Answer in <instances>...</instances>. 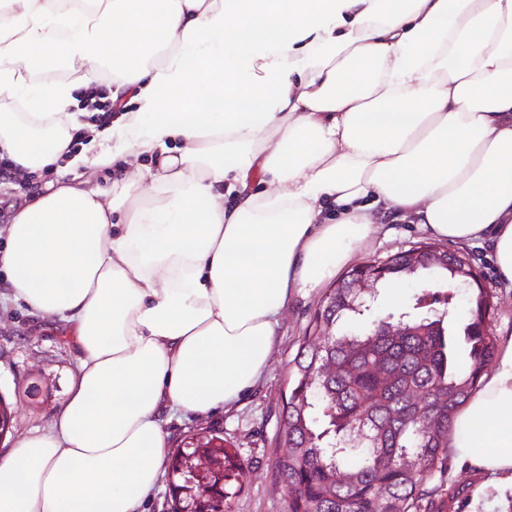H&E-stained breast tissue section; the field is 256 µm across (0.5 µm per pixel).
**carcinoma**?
I'll return each instance as SVG.
<instances>
[{
  "label": "carcinoma",
  "mask_w": 512,
  "mask_h": 512,
  "mask_svg": "<svg viewBox=\"0 0 512 512\" xmlns=\"http://www.w3.org/2000/svg\"><path fill=\"white\" fill-rule=\"evenodd\" d=\"M429 272L446 281L458 256L412 248L390 259L383 283L401 270L435 260ZM353 276L330 290L318 327L336 335L309 343L294 360L293 382L282 415L281 436L288 453L275 462L284 479L290 512H416L429 492L422 488L448 465V428L459 407L477 389L483 368L498 351L488 326L492 295L470 289V319L436 325L434 309H456V289L418 290L411 317H396L392 330L371 338L365 317L349 307ZM356 325L336 330L340 320ZM317 387L329 406L310 401ZM211 435L183 458L189 468L208 472L225 465L224 498L232 495L238 464L226 448H211Z\"/></svg>",
  "instance_id": "1"
}]
</instances>
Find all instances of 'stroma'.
I'll return each instance as SVG.
<instances>
[{"label":"stroma","instance_id":"stroma-1","mask_svg":"<svg viewBox=\"0 0 512 512\" xmlns=\"http://www.w3.org/2000/svg\"><path fill=\"white\" fill-rule=\"evenodd\" d=\"M429 236L408 221L381 222L354 253L351 263L384 259L428 241ZM450 250L464 255L482 273L493 295L488 322L499 347L512 341V289L501 287L492 254L476 242L460 241ZM333 281L293 294L276 328L268 368L250 392L228 409L199 416L177 412L164 425L168 451L182 447L187 438L207 429L223 438L235 452L241 469L229 500V512H288V491L274 463L286 453L281 437L282 412L293 380L294 359L306 340L319 339L316 318ZM77 368L76 351L65 331L50 320L29 315L25 305L0 297V399L12 412V427L0 437V453L35 431L47 429L68 397V385ZM36 383L37 397L26 389ZM482 474L449 464L445 473L428 481L441 512H457L459 491L475 492Z\"/></svg>","mask_w":512,"mask_h":512}]
</instances>
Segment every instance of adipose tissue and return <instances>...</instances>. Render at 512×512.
<instances>
[{
    "label": "adipose tissue",
    "instance_id": "adipose-tissue-1",
    "mask_svg": "<svg viewBox=\"0 0 512 512\" xmlns=\"http://www.w3.org/2000/svg\"><path fill=\"white\" fill-rule=\"evenodd\" d=\"M105 73L123 113L74 153ZM1 155L35 189L0 272L78 373L0 455V512H141L163 415L249 392L293 291L385 212L486 243L512 288V0H0ZM448 445L512 491V344Z\"/></svg>",
    "mask_w": 512,
    "mask_h": 512
}]
</instances>
